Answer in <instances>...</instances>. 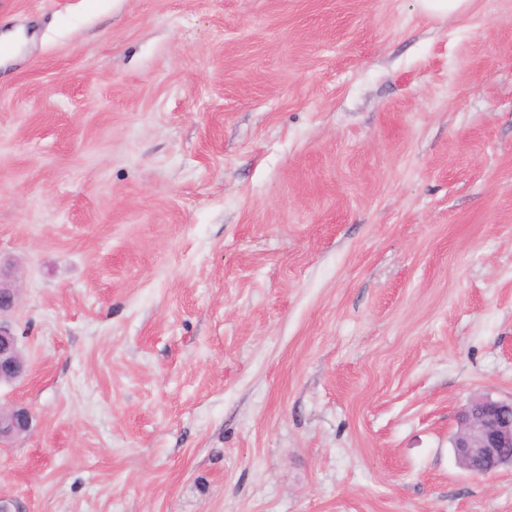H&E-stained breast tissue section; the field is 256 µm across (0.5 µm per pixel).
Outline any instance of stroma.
<instances>
[{
  "label": "stroma",
  "mask_w": 512,
  "mask_h": 512,
  "mask_svg": "<svg viewBox=\"0 0 512 512\" xmlns=\"http://www.w3.org/2000/svg\"><path fill=\"white\" fill-rule=\"evenodd\" d=\"M8 512H512V0H0ZM417 2L424 13L444 17L465 13L471 0H417ZM18 303V291L4 283L0 274V381L12 382L25 373L24 360L19 357L17 338L12 326L3 319ZM453 446L458 464L473 477L498 470L512 449V400L473 399L457 420ZM1 412L7 413L8 418L0 422V443L31 429L32 415L27 408L13 407Z\"/></svg>",
  "instance_id": "stroma-1"
}]
</instances>
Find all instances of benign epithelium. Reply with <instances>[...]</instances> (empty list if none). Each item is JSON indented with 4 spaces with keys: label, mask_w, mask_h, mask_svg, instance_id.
Masks as SVG:
<instances>
[{
    "label": "benign epithelium",
    "mask_w": 512,
    "mask_h": 512,
    "mask_svg": "<svg viewBox=\"0 0 512 512\" xmlns=\"http://www.w3.org/2000/svg\"><path fill=\"white\" fill-rule=\"evenodd\" d=\"M18 303V291L0 279V381L10 382L25 373L19 357L17 338L12 326L3 319ZM8 418L0 422V442L31 429L32 415L25 407L5 410ZM453 449L458 464L473 477L498 470L512 449V400L490 396L473 399L457 420Z\"/></svg>",
    "instance_id": "7a95c632"
}]
</instances>
